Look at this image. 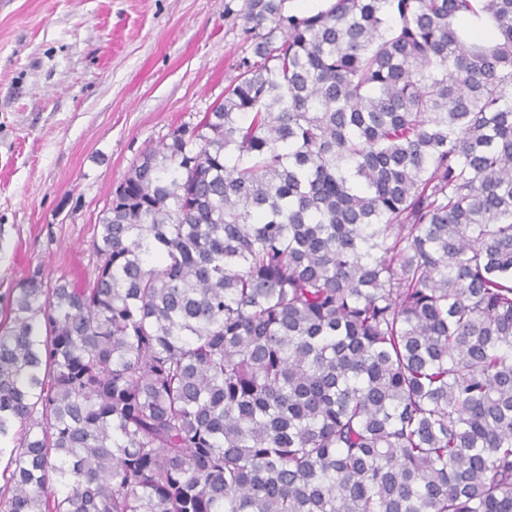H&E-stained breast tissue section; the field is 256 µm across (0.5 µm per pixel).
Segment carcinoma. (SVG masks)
<instances>
[{
    "label": "carcinoma",
    "instance_id": "cac0c4a2",
    "mask_svg": "<svg viewBox=\"0 0 512 512\" xmlns=\"http://www.w3.org/2000/svg\"><path fill=\"white\" fill-rule=\"evenodd\" d=\"M286 2L0 312V512H512V0Z\"/></svg>",
    "mask_w": 512,
    "mask_h": 512
}]
</instances>
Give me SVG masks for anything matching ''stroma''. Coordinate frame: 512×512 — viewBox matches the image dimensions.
<instances>
[{
    "instance_id": "obj_1",
    "label": "stroma",
    "mask_w": 512,
    "mask_h": 512,
    "mask_svg": "<svg viewBox=\"0 0 512 512\" xmlns=\"http://www.w3.org/2000/svg\"><path fill=\"white\" fill-rule=\"evenodd\" d=\"M243 0H0V304L29 268L86 274L146 149L223 99Z\"/></svg>"
}]
</instances>
